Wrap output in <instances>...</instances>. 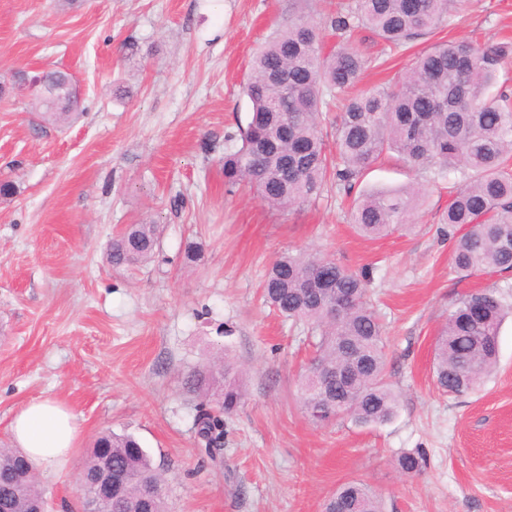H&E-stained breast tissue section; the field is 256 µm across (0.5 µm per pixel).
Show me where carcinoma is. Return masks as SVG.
<instances>
[{
  "instance_id": "obj_1",
  "label": "carcinoma",
  "mask_w": 512,
  "mask_h": 512,
  "mask_svg": "<svg viewBox=\"0 0 512 512\" xmlns=\"http://www.w3.org/2000/svg\"><path fill=\"white\" fill-rule=\"evenodd\" d=\"M463 0H352L332 18L336 32L350 39L367 28L393 48L424 30H433L461 10ZM322 32L298 13L255 56L244 94L250 102L245 124L227 137L236 147L224 153V184L232 192L253 188L271 209L287 211L322 196L327 185L345 192L382 156L396 154L415 171L438 178L460 173L440 222L452 239L450 266L466 277L477 271L512 272V103L490 92L497 75L512 62V41L486 46L460 40L415 56L395 86L345 98L336 124V154L326 151L320 125L324 98L353 87L370 60L350 45L322 54ZM41 114L66 124L79 99L38 96ZM415 197L412 189L373 191L353 203L350 218L368 237L403 228ZM159 226L130 224L112 239L106 258L114 267L150 262ZM370 272H351L326 257L284 254L261 283L266 304L307 327L314 339L312 361L334 374L348 366L344 382L302 384L303 406L316 422L347 416L360 424L392 418L397 397L385 383L384 329L367 294ZM343 313L330 315L332 307ZM505 306L493 290L463 295L448 311L436 341L433 372L438 387L461 397L497 364V343ZM183 389L198 400L195 428L204 455L224 462V418L234 414L244 394L235 368L212 361L185 374ZM112 466V496L99 500L100 512H168L167 495L153 461L132 435L100 436L85 460L82 499L96 494L102 459ZM424 455L405 452L401 471L422 470ZM23 452L0 448V512L45 508L39 481L26 475ZM325 512H381L378 497L357 482L340 486Z\"/></svg>"
}]
</instances>
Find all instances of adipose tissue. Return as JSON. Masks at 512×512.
Masks as SVG:
<instances>
[{
	"label": "adipose tissue",
	"mask_w": 512,
	"mask_h": 512,
	"mask_svg": "<svg viewBox=\"0 0 512 512\" xmlns=\"http://www.w3.org/2000/svg\"><path fill=\"white\" fill-rule=\"evenodd\" d=\"M18 446L35 466H60L68 462L80 435L75 413L53 398L23 406L10 423Z\"/></svg>",
	"instance_id": "ef3b65f1"
}]
</instances>
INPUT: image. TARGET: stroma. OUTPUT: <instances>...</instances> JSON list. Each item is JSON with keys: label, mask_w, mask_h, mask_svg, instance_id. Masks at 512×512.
Wrapping results in <instances>:
<instances>
[{"label": "stroma", "mask_w": 512, "mask_h": 512, "mask_svg": "<svg viewBox=\"0 0 512 512\" xmlns=\"http://www.w3.org/2000/svg\"><path fill=\"white\" fill-rule=\"evenodd\" d=\"M349 0H0V83L18 70L71 74L80 110L41 120L29 92L0 96V446L33 399L70 407L81 437L70 462L42 468L49 512H79L83 462L104 432L140 440L166 480L170 512H324L344 483L367 484L382 512H512V317L494 371L472 393H441L433 347L462 295L495 287L512 303V273L463 278L449 264L440 218L447 181L386 157L350 196L328 189L290 211L249 188L227 193V134L245 122L255 53L293 14L329 23ZM512 39V0H464L440 28L393 51L360 30L351 45L383 57L355 88L397 81L432 45ZM416 185L412 228L380 239L351 220L364 193ZM158 224L146 264L104 257L122 226ZM203 257L184 262L188 242ZM304 251L370 269L385 327L394 417L319 423L301 399L311 354L302 326L265 306L259 284L276 257ZM221 355L245 396L224 426V462L204 459L193 367ZM420 451L419 474L398 455Z\"/></svg>", "instance_id": "stroma-1"}]
</instances>
